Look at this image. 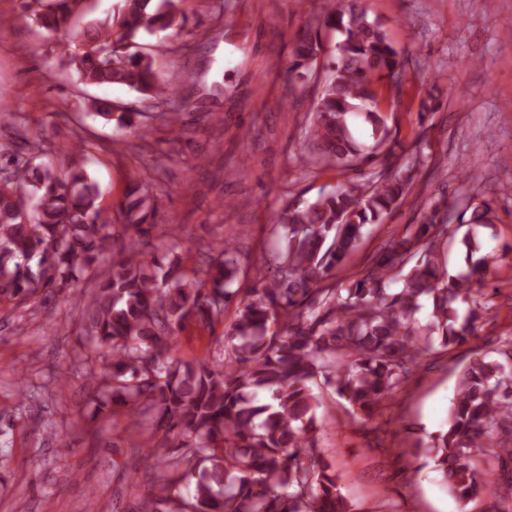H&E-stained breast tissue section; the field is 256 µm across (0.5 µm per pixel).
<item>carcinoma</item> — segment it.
<instances>
[{"label":"carcinoma","instance_id":"obj_1","mask_svg":"<svg viewBox=\"0 0 512 512\" xmlns=\"http://www.w3.org/2000/svg\"><path fill=\"white\" fill-rule=\"evenodd\" d=\"M83 0H22L33 24L58 33L80 20ZM179 0H117L112 14L87 27V43L60 46L78 83L121 85L153 99L177 89L158 80L147 40L186 27ZM338 35L329 74L307 115L303 164L354 169L393 146L383 87L403 92L405 56L383 23L355 0H340L305 22L294 41L288 72L303 76L324 51L321 32ZM106 120L133 124L128 112L94 100ZM360 114L368 139L354 136ZM83 147L60 148L70 160L56 166L43 152L10 159L0 175V298L48 302L61 293L82 305L89 345L106 350L108 372L96 380V414L133 405L151 415L149 454L174 475L131 512H351L331 463L318 448L316 408L322 392L348 405L352 420L373 418L409 383L414 371L450 344L477 336L489 314L482 289L497 277L494 254L475 257V228L494 226L490 203L473 204L470 217L445 223L440 205L418 224L390 232L361 275L338 278L362 247L364 229L382 225L417 185V165L396 174L370 172L365 182L289 204L273 225L276 274L234 287L241 273L228 240L212 248L205 267L188 274L170 233L167 254L138 248L156 227V197L143 179L128 186L116 217L104 215L100 191L73 163ZM131 243L105 270L112 223ZM468 230L457 237L462 225ZM459 241L466 269L447 270L443 248ZM87 281L92 287L73 292ZM430 318H416L422 301ZM225 326L224 352L211 360L177 356L180 333L194 321ZM440 336L435 346L434 336ZM496 359L476 350L464 367L445 431L431 454L459 503L487 497L496 509L512 496V335L498 340ZM502 467L500 489L486 482L482 459Z\"/></svg>","mask_w":512,"mask_h":512}]
</instances>
